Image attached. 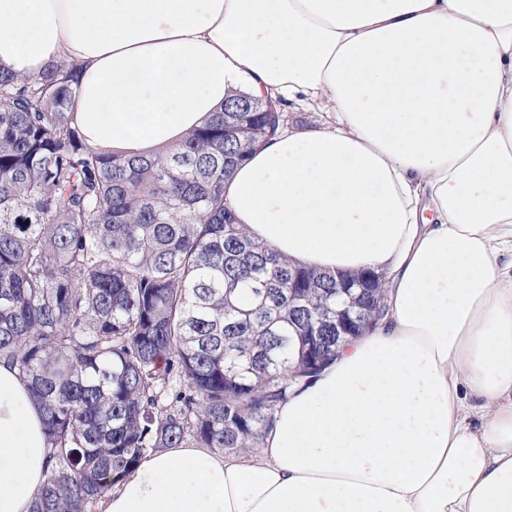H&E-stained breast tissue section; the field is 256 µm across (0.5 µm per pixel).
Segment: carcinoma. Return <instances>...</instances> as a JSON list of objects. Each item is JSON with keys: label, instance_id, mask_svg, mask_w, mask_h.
Instances as JSON below:
<instances>
[{"label": "carcinoma", "instance_id": "obj_1", "mask_svg": "<svg viewBox=\"0 0 512 512\" xmlns=\"http://www.w3.org/2000/svg\"><path fill=\"white\" fill-rule=\"evenodd\" d=\"M76 90L68 63L0 70V362L49 445L32 512H99L163 448L260 447L336 357L350 298L389 308L384 274L292 265L236 223L224 182L283 130L266 100L229 95L165 153L108 155L79 129Z\"/></svg>", "mask_w": 512, "mask_h": 512}]
</instances>
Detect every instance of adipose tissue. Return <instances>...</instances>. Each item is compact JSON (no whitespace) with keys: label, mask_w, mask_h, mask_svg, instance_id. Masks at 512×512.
I'll return each instance as SVG.
<instances>
[{"label":"adipose tissue","mask_w":512,"mask_h":512,"mask_svg":"<svg viewBox=\"0 0 512 512\" xmlns=\"http://www.w3.org/2000/svg\"><path fill=\"white\" fill-rule=\"evenodd\" d=\"M77 67L93 147L148 153L229 92L304 96L226 182L288 261L385 273L387 318L275 412L261 448H166L104 512H512V0H0V68ZM0 362V512L47 477ZM287 116V128L289 130L315 128L321 129L329 126L332 118L329 113L316 112L313 106L307 103H285L282 107ZM284 112H281L282 119L285 118Z\"/></svg>","instance_id":"ef3b65f1"}]
</instances>
